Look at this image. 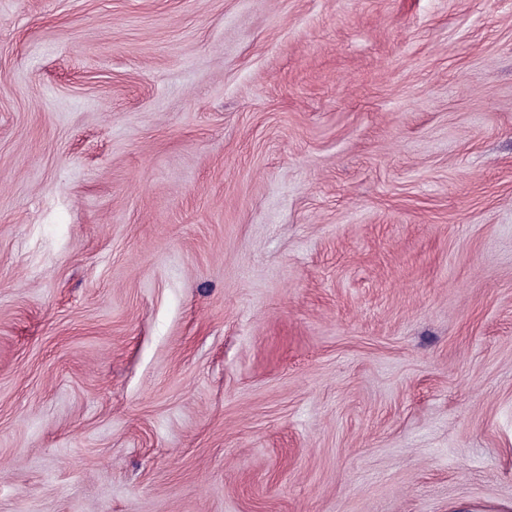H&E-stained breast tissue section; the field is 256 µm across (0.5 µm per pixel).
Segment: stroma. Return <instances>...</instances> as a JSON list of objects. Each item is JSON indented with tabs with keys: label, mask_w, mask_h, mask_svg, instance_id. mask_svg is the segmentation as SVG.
Here are the masks:
<instances>
[{
	"label": "stroma",
	"mask_w": 512,
	"mask_h": 512,
	"mask_svg": "<svg viewBox=\"0 0 512 512\" xmlns=\"http://www.w3.org/2000/svg\"><path fill=\"white\" fill-rule=\"evenodd\" d=\"M512 512V0H0V512Z\"/></svg>",
	"instance_id": "35a3bbf8"
}]
</instances>
